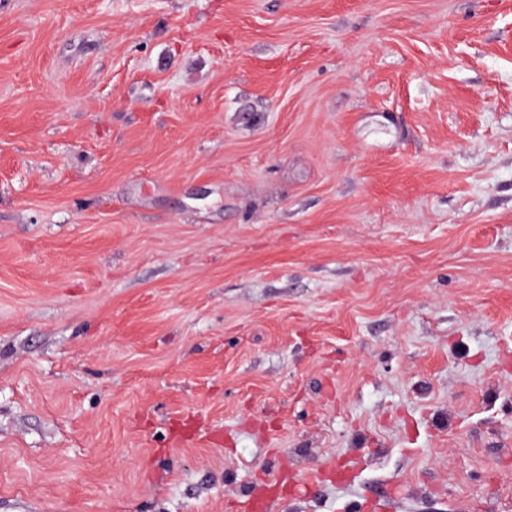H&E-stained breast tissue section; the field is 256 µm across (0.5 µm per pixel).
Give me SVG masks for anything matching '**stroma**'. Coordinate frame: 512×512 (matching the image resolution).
Listing matches in <instances>:
<instances>
[{"mask_svg":"<svg viewBox=\"0 0 512 512\" xmlns=\"http://www.w3.org/2000/svg\"><path fill=\"white\" fill-rule=\"evenodd\" d=\"M512 512V0H0V512Z\"/></svg>","mask_w":512,"mask_h":512,"instance_id":"1","label":"stroma"}]
</instances>
